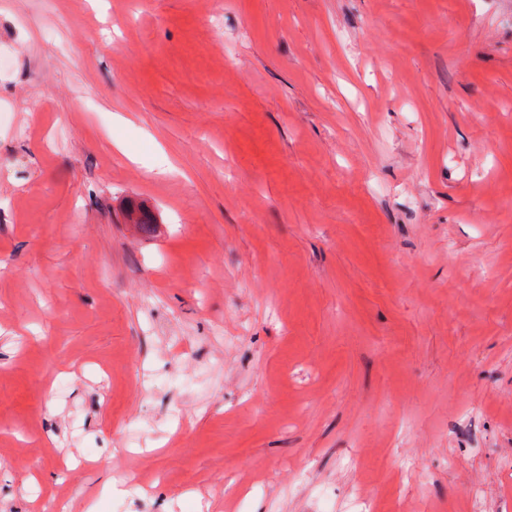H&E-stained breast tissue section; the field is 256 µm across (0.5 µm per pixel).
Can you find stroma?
<instances>
[{"mask_svg":"<svg viewBox=\"0 0 512 512\" xmlns=\"http://www.w3.org/2000/svg\"><path fill=\"white\" fill-rule=\"evenodd\" d=\"M3 53L0 512H512V0H0Z\"/></svg>","mask_w":512,"mask_h":512,"instance_id":"obj_1","label":"stroma"}]
</instances>
